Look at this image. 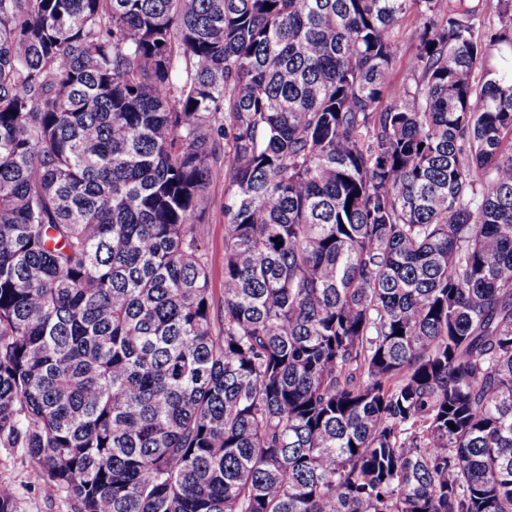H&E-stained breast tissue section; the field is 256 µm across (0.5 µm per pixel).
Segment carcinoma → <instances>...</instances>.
Segmentation results:
<instances>
[{
    "instance_id": "cac0c4a2",
    "label": "carcinoma",
    "mask_w": 512,
    "mask_h": 512,
    "mask_svg": "<svg viewBox=\"0 0 512 512\" xmlns=\"http://www.w3.org/2000/svg\"><path fill=\"white\" fill-rule=\"evenodd\" d=\"M0 447L70 512H512V0H0ZM201 248L209 259L213 293L218 300L224 288V213L219 207L207 217Z\"/></svg>"
}]
</instances>
